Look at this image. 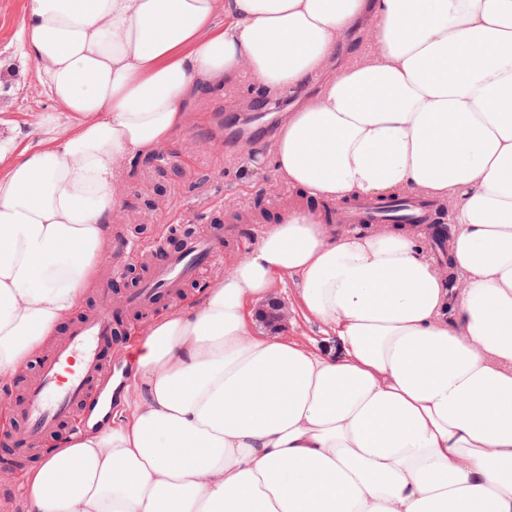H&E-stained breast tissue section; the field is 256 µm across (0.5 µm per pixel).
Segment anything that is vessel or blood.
<instances>
[{
  "instance_id": "1",
  "label": "vessel or blood",
  "mask_w": 512,
  "mask_h": 512,
  "mask_svg": "<svg viewBox=\"0 0 512 512\" xmlns=\"http://www.w3.org/2000/svg\"><path fill=\"white\" fill-rule=\"evenodd\" d=\"M384 208V203L375 200L355 201L341 207L336 220L341 224H379ZM406 215L412 224L437 220L428 199L421 196L410 197ZM205 221L209 233L180 232L173 248L163 236L134 242L122 231H114V271L122 272L137 263L142 266L134 287L124 296L125 307L146 315L162 310L194 280L200 268L221 259L219 247L224 238L232 236L235 218L217 207L206 214ZM110 295V289H102L97 308L75 323L68 335L37 361L23 397L13 407L14 426L0 434V446L11 449L12 462L34 455L61 426L77 422L91 405L107 372L103 352L119 332Z\"/></svg>"
}]
</instances>
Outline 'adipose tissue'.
<instances>
[{"label":"adipose tissue","instance_id":"adipose-tissue-1","mask_svg":"<svg viewBox=\"0 0 512 512\" xmlns=\"http://www.w3.org/2000/svg\"><path fill=\"white\" fill-rule=\"evenodd\" d=\"M367 11L375 52L283 114L269 161L313 198L446 199L457 287L424 226L288 207L125 347L123 420L48 449L21 512H512V0H28L58 109L36 147L0 120V382L98 287L115 188L189 96L296 93ZM280 284L339 355L255 333Z\"/></svg>","mask_w":512,"mask_h":512}]
</instances>
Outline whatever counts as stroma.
Returning <instances> with one entry per match:
<instances>
[{
	"mask_svg": "<svg viewBox=\"0 0 512 512\" xmlns=\"http://www.w3.org/2000/svg\"><path fill=\"white\" fill-rule=\"evenodd\" d=\"M28 0H0V61L12 66L16 88L0 94V118L18 124L27 144H37L43 132L40 113L56 111L32 60L21 58L20 31ZM263 89L244 78L235 95L224 91L203 92L187 105L185 129L161 146L173 163L155 167L145 159L122 185L120 205L112 223L122 225L131 237L160 235L163 221L175 218L188 206L216 203L225 211L241 213L243 236L223 246V261L216 270L204 271L194 292L211 287L232 261L243 257L260 224L274 223L283 206L296 197L269 164L254 162L240 132L253 101Z\"/></svg>",
	"mask_w": 512,
	"mask_h": 512,
	"instance_id": "obj_1",
	"label": "stroma"
}]
</instances>
